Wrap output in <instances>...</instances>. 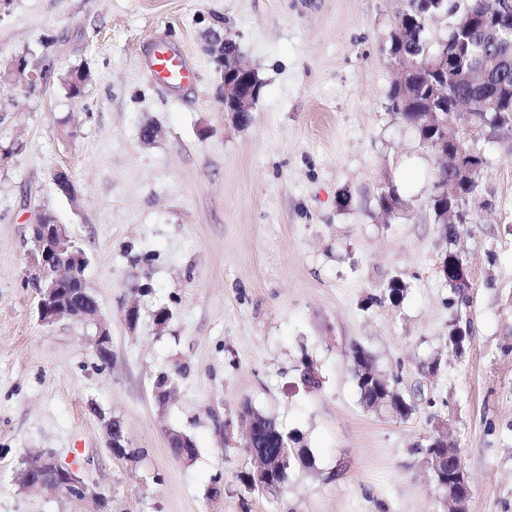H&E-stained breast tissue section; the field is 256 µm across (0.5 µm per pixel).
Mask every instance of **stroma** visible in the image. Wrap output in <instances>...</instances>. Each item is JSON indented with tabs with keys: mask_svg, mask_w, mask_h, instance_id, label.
Returning <instances> with one entry per match:
<instances>
[{
	"mask_svg": "<svg viewBox=\"0 0 512 512\" xmlns=\"http://www.w3.org/2000/svg\"><path fill=\"white\" fill-rule=\"evenodd\" d=\"M407 3L0 0V73L22 56L31 73L54 62L37 89L0 80V512H448L417 451L443 426L469 512H512V129L476 134L488 163L456 243L475 274L458 356L436 274L448 242L428 207L434 158L389 108V35ZM212 33L263 83L246 123L219 100ZM157 42L194 65V91L143 72ZM77 68L90 77L73 98L63 79ZM387 183L407 204L389 217ZM40 210L86 256L108 366L101 325H42L22 285ZM396 274L403 301L373 302ZM355 343L413 395L408 419L361 406ZM438 353L441 371L423 375ZM305 355L319 388L300 381ZM245 403L309 449L277 493L246 490L244 449L216 432ZM108 418L124 456L106 444ZM172 429L194 439L192 461L169 448ZM46 451L104 506L25 491L18 471Z\"/></svg>",
	"mask_w": 512,
	"mask_h": 512,
	"instance_id": "obj_1",
	"label": "stroma"
}]
</instances>
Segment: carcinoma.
<instances>
[{"label":"carcinoma","instance_id":"1","mask_svg":"<svg viewBox=\"0 0 512 512\" xmlns=\"http://www.w3.org/2000/svg\"><path fill=\"white\" fill-rule=\"evenodd\" d=\"M445 14V5L434 6L431 0H409L406 13L398 19L399 37L391 40L390 56L394 71L408 68L403 75L394 76L389 93L390 110L412 128L419 142L430 151L436 160L434 180L453 181L455 192L437 194L430 198V210L434 222L441 226L442 233L450 248L440 255L437 274L449 289L448 348L456 353L463 351L470 342L472 332L460 317L464 303L468 301L462 281H472L470 268L465 256L452 245L459 237L465 222L459 221L463 205L476 197L478 176L485 165V157L475 142L467 138L459 127L461 109L454 107L453 98L470 100L476 111L470 113L471 123L480 127L507 129L512 127V29L502 30L496 42L484 41L482 23L473 29L463 23V12L451 16L448 33L437 46H432L426 36L429 20ZM458 47L466 48V54L458 65L437 73L432 62L441 51L450 54ZM241 62L238 47L232 40L224 39V69L233 72ZM89 72L76 70L65 79L72 97L83 93ZM454 153H463L478 159L477 171L472 175L458 176L454 157L444 154L448 147ZM407 284L400 275H394L381 285L372 300L380 303L399 305L404 298ZM353 377L360 397V403L368 410L383 411L393 418L405 420L415 410L411 397L397 385L381 378L374 370V356L360 344L350 348ZM300 380L303 385L317 388L322 377L313 361L300 362ZM288 440V448L276 447L277 437ZM257 451L273 456L269 482L280 489L288 480V471L294 461L305 462L309 457L308 448L302 444L298 434L286 433L282 429H263L258 433ZM453 447V443L437 432L425 444L418 447L423 456L434 451V446ZM463 468L462 460L448 465L434 480L437 489L452 482V476ZM454 483V482H452ZM459 492L466 496L468 488L454 483Z\"/></svg>","mask_w":512,"mask_h":512}]
</instances>
